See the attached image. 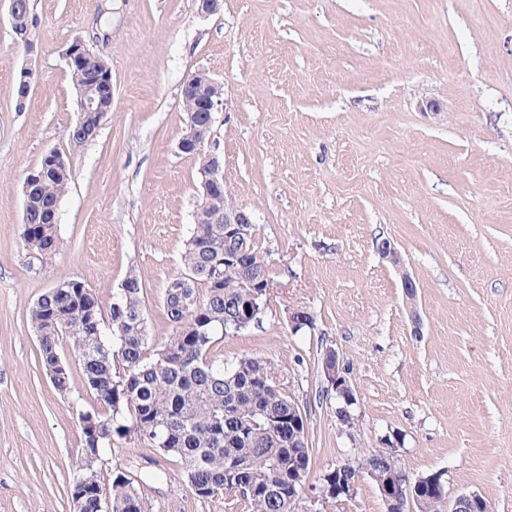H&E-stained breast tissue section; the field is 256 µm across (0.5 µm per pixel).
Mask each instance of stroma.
I'll return each mask as SVG.
<instances>
[{"label":"stroma","instance_id":"35a3bbf8","mask_svg":"<svg viewBox=\"0 0 512 512\" xmlns=\"http://www.w3.org/2000/svg\"><path fill=\"white\" fill-rule=\"evenodd\" d=\"M34 51L0 0V512H72L81 451L69 399L40 361L30 311L78 279L102 307L143 279L151 345L172 328L163 291L182 270L202 176L177 149L180 90L223 87L209 150L250 209L270 261L260 325L216 345L225 362L269 358L305 409L312 465L298 512H383L371 479L318 501L321 475L404 433L414 475L444 471L449 498L476 492L512 512V0H30ZM83 38L112 68V110L72 148L77 96L62 56ZM38 79L17 107L21 70ZM55 148L72 173L61 244L22 242L23 181ZM390 240L416 279L413 335ZM310 330L291 334L288 312ZM349 370L357 426L342 433L326 350ZM141 480L150 512H221L178 458L119 447L101 470Z\"/></svg>","mask_w":512,"mask_h":512}]
</instances>
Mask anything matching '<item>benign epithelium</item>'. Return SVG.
Here are the masks:
<instances>
[{
    "mask_svg": "<svg viewBox=\"0 0 512 512\" xmlns=\"http://www.w3.org/2000/svg\"><path fill=\"white\" fill-rule=\"evenodd\" d=\"M10 19L13 29L23 39L28 41V31L22 27L27 9L22 0H11ZM63 56L70 66H79L85 63L89 56V48L86 42L81 38L74 39L67 45L63 51ZM87 77L85 84L79 91L78 112L79 116L90 114L97 117V122H102L104 115L111 111L112 105L105 104V95L112 91V72L109 69H103L99 66L86 69ZM35 78V73L30 68L21 71L18 87V108H23L25 101L29 96L31 84ZM215 82L203 72L195 73L189 76L183 83L181 90L182 100H189L193 103V111L204 112L208 116V121L203 124H197L193 127L191 133L181 139L178 143L180 152H186L190 149L198 150L210 137V129L214 122V112L221 105L219 95L210 92V87ZM208 163L203 172L202 200L197 202L194 211V223L222 224L224 225V240L230 241L240 248H245L247 242L255 237V222L252 212L245 206L236 204L224 188V180L220 175L222 161L214 153H207ZM376 249L382 258L393 264L401 275L402 288L406 297V303L409 307L411 322L413 325V334L419 335L421 331V318L416 310V284L411 275L406 271L401 258L388 240H382L376 245ZM265 306L256 302H251L247 306H242L239 315L230 320L231 333H237V330L247 325H256L259 323L260 316L263 314ZM312 321L311 316L304 310L293 309L288 312V326L292 333H297L301 328ZM327 375L331 378L330 385L336 392V399L340 406L336 408V417L344 430L352 429L355 423V415L352 413V406L356 404L354 390L350 386L348 372L341 363H336L326 369ZM288 425L293 428L292 437L296 440L306 439V419L301 405L288 412ZM405 435L398 430H390L381 437V444L392 451V460L390 464L379 470L370 466L357 472L355 481L348 486L345 496L348 499L353 498L357 491V486L363 476L372 479L378 488L380 497L386 505H391L397 501L399 495L404 493V488L414 487V491L408 493V507L406 512H417L415 504L421 501V497L416 494L420 488H425L433 498L442 504L447 503L446 480L444 472L437 471L426 477L418 476L416 478L406 477L405 485H400L401 472L404 470L399 458V449L404 447ZM307 490V482L302 480V473L298 472L288 480V502L297 503ZM482 505V496L479 493L461 494L454 500L450 512H476Z\"/></svg>",
    "mask_w": 512,
    "mask_h": 512,
    "instance_id": "7a95c632",
    "label": "benign epithelium"
}]
</instances>
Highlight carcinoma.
<instances>
[{"instance_id":"carcinoma-1","label":"carcinoma","mask_w":512,"mask_h":512,"mask_svg":"<svg viewBox=\"0 0 512 512\" xmlns=\"http://www.w3.org/2000/svg\"><path fill=\"white\" fill-rule=\"evenodd\" d=\"M98 127L87 120L71 127L68 140L78 147L94 138ZM67 160L49 168L22 198L27 221L24 245L41 254L61 242L58 208L68 189ZM224 260V225L195 224L185 243L184 269L169 280L163 304L172 332L149 356V327L143 283L129 273L109 308L78 279L64 280L41 294L31 311L41 363L54 388L70 393L69 364L58 353L69 343L93 399L72 400L77 422L90 421L96 435L81 434V456L98 458L84 471L85 492L96 494L106 454L117 444H145L183 464L195 494L224 501L229 512H295L288 504V471L311 467V454L294 448L279 431L292 400L270 379L275 366L260 357L231 363L215 354L224 338V320L253 292L241 287L237 273L213 269ZM242 266L269 272L257 241L247 244ZM112 512H147L140 483L122 469L112 473Z\"/></svg>"}]
</instances>
